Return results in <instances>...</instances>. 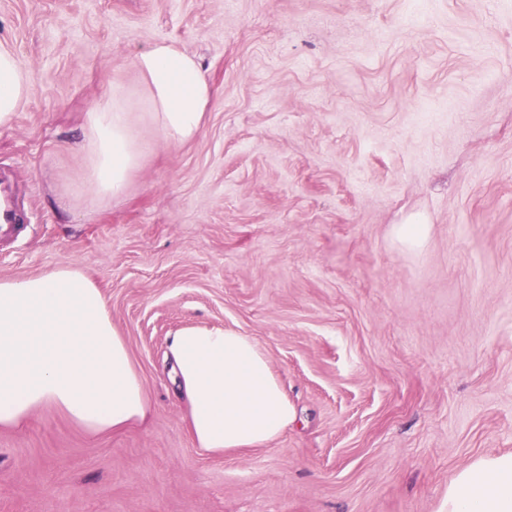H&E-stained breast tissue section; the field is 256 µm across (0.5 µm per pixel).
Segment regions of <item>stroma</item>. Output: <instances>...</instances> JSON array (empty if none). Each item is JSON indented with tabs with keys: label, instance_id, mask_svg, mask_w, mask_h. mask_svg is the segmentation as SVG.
I'll return each instance as SVG.
<instances>
[{
	"label": "stroma",
	"instance_id": "35a3bbf8",
	"mask_svg": "<svg viewBox=\"0 0 512 512\" xmlns=\"http://www.w3.org/2000/svg\"><path fill=\"white\" fill-rule=\"evenodd\" d=\"M158 39L214 86L200 136L139 118L127 196L70 200L89 104ZM0 40L31 78L0 279L78 267L152 404L1 428L0 512H447L460 467L512 452V0H0ZM192 325L255 338L298 421L200 453L165 361Z\"/></svg>",
	"mask_w": 512,
	"mask_h": 512
}]
</instances>
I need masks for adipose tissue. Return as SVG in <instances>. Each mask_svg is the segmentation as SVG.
<instances>
[{
    "label": "adipose tissue",
    "instance_id": "1",
    "mask_svg": "<svg viewBox=\"0 0 512 512\" xmlns=\"http://www.w3.org/2000/svg\"><path fill=\"white\" fill-rule=\"evenodd\" d=\"M136 90L113 85L89 109L85 176L75 198L109 204L125 196L149 145L135 129L149 113L157 138H197L214 87L195 56L159 39L137 53ZM30 74L0 42V129L11 128L29 96ZM199 451L221 458L279 438L294 412L257 341L233 330L189 327L166 352ZM44 406L100 434L147 421L151 403L100 289L66 265L22 280H0V427L23 428ZM448 512H512V454L482 457L448 485Z\"/></svg>",
    "mask_w": 512,
    "mask_h": 512
}]
</instances>
